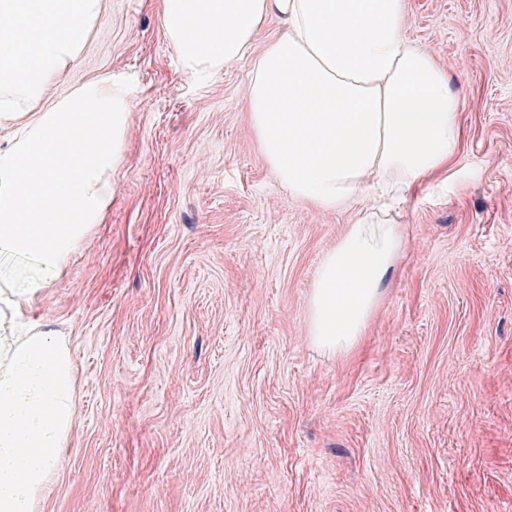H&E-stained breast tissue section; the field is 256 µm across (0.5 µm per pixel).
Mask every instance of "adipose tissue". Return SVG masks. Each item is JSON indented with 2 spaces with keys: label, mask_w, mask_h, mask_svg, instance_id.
I'll use <instances>...</instances> for the list:
<instances>
[{
  "label": "adipose tissue",
  "mask_w": 512,
  "mask_h": 512,
  "mask_svg": "<svg viewBox=\"0 0 512 512\" xmlns=\"http://www.w3.org/2000/svg\"><path fill=\"white\" fill-rule=\"evenodd\" d=\"M101 10L0 0V512H33L75 421L67 338L23 318L102 222L124 163L133 103L111 78L44 103ZM406 20L405 0H161L188 75L252 55L248 126L292 197L324 212L365 201L309 296L308 336L330 352L357 344L384 295L405 244L398 204L461 139L448 69Z\"/></svg>",
  "instance_id": "obj_1"
}]
</instances>
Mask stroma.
Listing matches in <instances>:
<instances>
[{
	"instance_id": "35a3bbf8",
	"label": "stroma",
	"mask_w": 512,
	"mask_h": 512,
	"mask_svg": "<svg viewBox=\"0 0 512 512\" xmlns=\"http://www.w3.org/2000/svg\"><path fill=\"white\" fill-rule=\"evenodd\" d=\"M406 2L464 137L336 354L308 297L362 201L288 196L246 122L250 58L191 77L161 0H104L55 89L109 76L135 108L102 223L26 312L76 369L35 512H512V0Z\"/></svg>"
}]
</instances>
